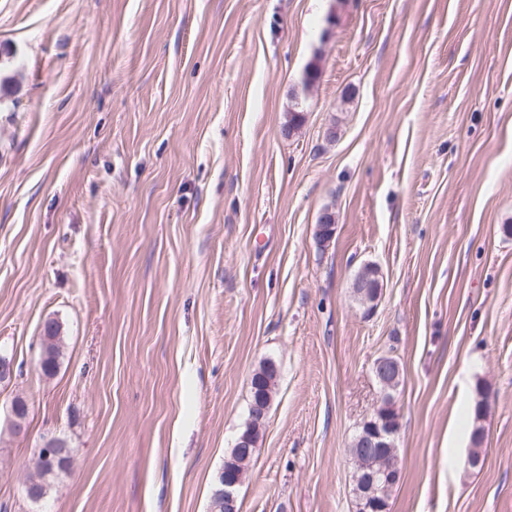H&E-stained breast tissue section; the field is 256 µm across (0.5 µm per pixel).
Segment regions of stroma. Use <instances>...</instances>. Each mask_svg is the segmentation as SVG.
Here are the masks:
<instances>
[{
    "label": "stroma",
    "mask_w": 512,
    "mask_h": 512,
    "mask_svg": "<svg viewBox=\"0 0 512 512\" xmlns=\"http://www.w3.org/2000/svg\"><path fill=\"white\" fill-rule=\"evenodd\" d=\"M507 224L512 0H0V512H210L269 361L239 512H357L386 354L387 512H512ZM52 438L72 465L34 503ZM381 272L372 264L364 265L352 282V289L357 295L364 297L363 307L371 312L381 296ZM48 332V343L43 348L40 346L41 358L46 356L43 362L40 364L42 373L46 376H52L55 374L60 358V326L57 322L51 321L47 324ZM374 373L378 383L383 387V395L374 410V415L379 418L382 410H395L394 395H389L387 391H392L393 393L396 391L398 381L400 382V372L392 363L378 359L374 363ZM367 426L368 424L364 422L359 432L354 437L353 442L360 436L361 432L364 431L365 427ZM397 432L398 429L388 423L386 420L382 422H380V420L379 422L372 421L371 427L367 432L363 433L357 441L358 444H360L362 447V454L358 455L356 458L354 455L352 456L353 459H355V463L359 466L360 471L366 470L368 468L367 464L363 460V457L372 455L373 448H390L391 454L394 457L395 468H398L395 448V437ZM393 457L387 460L389 466L394 465Z\"/></svg>",
    "instance_id": "1"
}]
</instances>
